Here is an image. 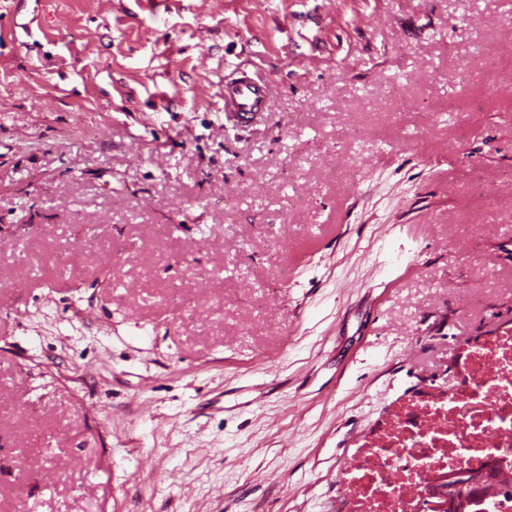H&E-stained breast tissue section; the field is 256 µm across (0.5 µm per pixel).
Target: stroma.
I'll list each match as a JSON object with an SVG mask.
<instances>
[{
    "label": "stroma",
    "instance_id": "obj_1",
    "mask_svg": "<svg viewBox=\"0 0 512 512\" xmlns=\"http://www.w3.org/2000/svg\"><path fill=\"white\" fill-rule=\"evenodd\" d=\"M1 272L0 512H335L512 327V0H0ZM261 80L242 76L238 78L231 93L224 94V112H228L237 122H246L257 112H262L264 103Z\"/></svg>",
    "mask_w": 512,
    "mask_h": 512
}]
</instances>
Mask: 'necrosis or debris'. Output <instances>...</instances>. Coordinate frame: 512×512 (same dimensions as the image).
<instances>
[{"mask_svg": "<svg viewBox=\"0 0 512 512\" xmlns=\"http://www.w3.org/2000/svg\"><path fill=\"white\" fill-rule=\"evenodd\" d=\"M512 462V328L467 346L452 388L396 403L340 466L336 512H447L451 473Z\"/></svg>", "mask_w": 512, "mask_h": 512, "instance_id": "4bbe7bcc", "label": "necrosis or debris"}]
</instances>
